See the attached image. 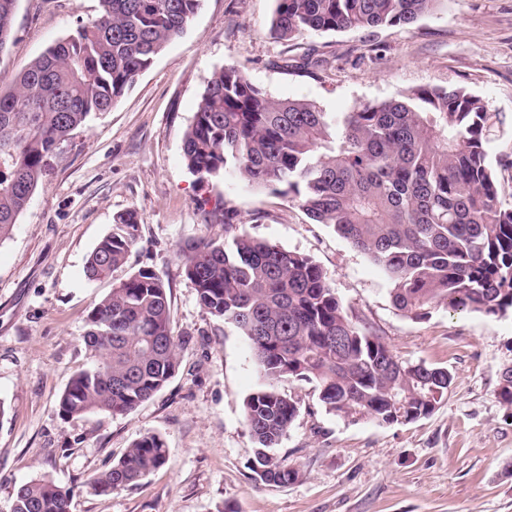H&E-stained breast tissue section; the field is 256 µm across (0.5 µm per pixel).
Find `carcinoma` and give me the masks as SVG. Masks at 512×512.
<instances>
[{
	"label": "carcinoma",
	"instance_id": "cac0c4a2",
	"mask_svg": "<svg viewBox=\"0 0 512 512\" xmlns=\"http://www.w3.org/2000/svg\"><path fill=\"white\" fill-rule=\"evenodd\" d=\"M202 0H99V16L48 47L0 92V240L8 237L47 159L93 113L107 112L134 78L179 37ZM441 0H277L272 34L410 24ZM16 0H0V50ZM500 121L463 87L411 91L397 99L330 113L317 103L278 99L235 66L215 71L183 143L202 187L227 173L297 203L328 224L391 281L395 308L422 319L438 305L497 315L512 308V202L500 197L487 133ZM134 209L114 218L88 258L101 279L138 245ZM200 305L248 339L266 384L245 402L256 443L249 468L264 484L298 472L275 449L297 404L275 383L316 384L326 411L392 424L430 415L448 394L446 367L400 360L344 310L312 258L249 234L224 219V240L183 250ZM83 341L90 365L61 394L64 418L124 415L174 375L181 339L172 329L169 287L149 268L112 285L91 310ZM512 406V366L497 392ZM167 461L161 436L137 439L89 487L111 494ZM72 495L45 478L20 484L9 512H71Z\"/></svg>",
	"mask_w": 512,
	"mask_h": 512
}]
</instances>
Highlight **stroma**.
I'll use <instances>...</instances> for the list:
<instances>
[{
	"mask_svg": "<svg viewBox=\"0 0 512 512\" xmlns=\"http://www.w3.org/2000/svg\"><path fill=\"white\" fill-rule=\"evenodd\" d=\"M276 6L202 0L112 109L59 145L0 241V512L34 477L71 489V512H512V407L497 397L512 366V309L437 306L409 319L384 272L331 227L234 175L200 187L182 150L212 74L235 66L272 97L328 112L461 86L500 115L490 161L512 158V0H441L408 25L291 42L271 32ZM98 14V0H17L0 88ZM130 209L139 245L111 278L88 279L89 255ZM228 222L312 257L347 313L400 360L448 368L447 396L426 417L381 424L329 413L313 384L282 380L298 414L276 454L299 475L286 485L255 481L244 402L265 378L247 338L202 308L180 255L198 238H223ZM143 267L170 287L174 331L186 341L178 370L129 414L62 418L58 399L86 364L88 314L113 282ZM147 433L164 439L166 463L122 491L94 494L91 477Z\"/></svg>",
	"mask_w": 512,
	"mask_h": 512,
	"instance_id": "obj_1",
	"label": "stroma"
}]
</instances>
